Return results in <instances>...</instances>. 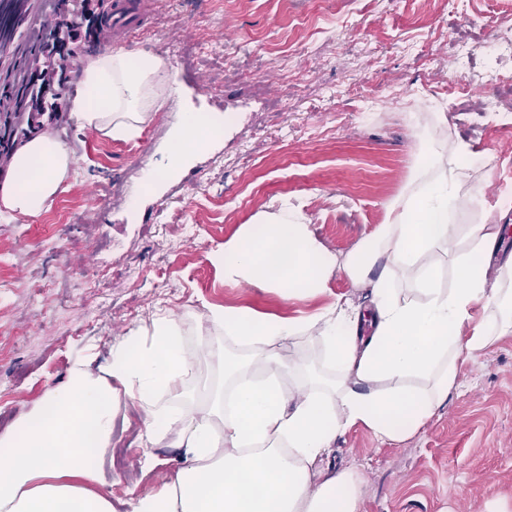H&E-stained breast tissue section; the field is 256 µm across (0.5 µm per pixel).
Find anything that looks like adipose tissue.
<instances>
[{
	"label": "adipose tissue",
	"mask_w": 512,
	"mask_h": 512,
	"mask_svg": "<svg viewBox=\"0 0 512 512\" xmlns=\"http://www.w3.org/2000/svg\"><path fill=\"white\" fill-rule=\"evenodd\" d=\"M179 97L162 58L120 49L89 59L64 108L79 129L127 141L162 103ZM222 124L220 114L179 107L167 166L149 171L147 183L184 170ZM421 144L414 186L388 205L385 224L345 259L323 248L302 213L285 200L213 254L225 284L283 288L291 298L325 293L331 274L344 271L371 287V311L341 300L295 318L211 309L208 322L244 344L249 355L230 362L223 350H209L232 397L216 395L206 411L190 416L172 402L183 396L196 361L184 348L179 323L157 315L146 330L113 345L105 370L97 373L86 359L75 360L65 383L47 393L17 435L0 439L9 453L0 465V512H113L111 501L85 484L99 479L97 463L110 444L123 395L142 409L146 469L157 466L150 449L162 440L185 451L174 478L137 498L132 512H359L360 484L353 474L320 466L336 437L357 425L383 443L413 436L446 401L459 357L512 333V293L490 287L486 257L501 225L463 230L454 222L478 198L461 190L471 150L461 142L446 155L429 139ZM75 166L50 132L28 136L0 179V220L40 217L65 191ZM463 232L474 247L457 287L441 288L430 256L451 249ZM400 276L417 280L420 297L400 293ZM306 335L327 346L337 369L333 386L315 380L287 386L298 366L279 348Z\"/></svg>",
	"instance_id": "obj_1"
}]
</instances>
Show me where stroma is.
I'll use <instances>...</instances> for the list:
<instances>
[{
  "label": "stroma",
  "mask_w": 512,
  "mask_h": 512,
  "mask_svg": "<svg viewBox=\"0 0 512 512\" xmlns=\"http://www.w3.org/2000/svg\"><path fill=\"white\" fill-rule=\"evenodd\" d=\"M112 0L65 11L72 37L47 44L56 60L82 66L102 53L98 31ZM512 28V0H171L123 50L163 57L172 78L199 71L206 89L186 103L224 116L221 135L180 178L148 185L166 164L173 115L160 110L139 137L115 141L78 129L58 112L49 130L79 157L76 178L33 222L0 223V397L15 434L76 358L105 368L113 344L159 313L179 317L189 350L200 340L241 356L222 330L199 326L210 306L296 317L333 296L371 305L369 288L333 273L324 296L288 299L271 288L225 285L211 253L285 199L299 205L314 238L350 253L386 221L387 204L412 185L421 130L445 151L468 143L478 161L462 189L493 205L512 190V103L499 81L512 56L490 55L486 32ZM45 282L42 293L27 284ZM302 367L333 381L321 339L285 345ZM218 375L198 358L177 406L202 411ZM138 402L121 397L111 450L91 491L131 512L184 464L179 448L143 468ZM351 470L360 512H485L512 497V333L457 362L446 402L415 435L379 443L361 426L339 435L323 461Z\"/></svg>",
  "instance_id": "stroma-1"
}]
</instances>
